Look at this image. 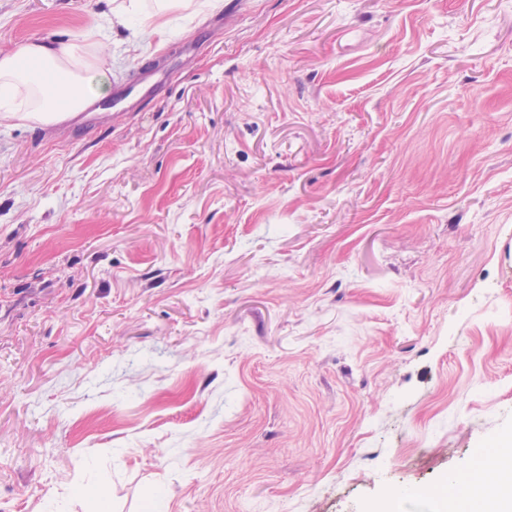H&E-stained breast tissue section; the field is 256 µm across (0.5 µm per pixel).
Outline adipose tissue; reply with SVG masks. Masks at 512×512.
Listing matches in <instances>:
<instances>
[{"instance_id":"1","label":"adipose tissue","mask_w":512,"mask_h":512,"mask_svg":"<svg viewBox=\"0 0 512 512\" xmlns=\"http://www.w3.org/2000/svg\"><path fill=\"white\" fill-rule=\"evenodd\" d=\"M191 5L192 0H114L91 27L103 36L116 25L135 32L149 24L165 36L169 29L160 15ZM111 71L104 53L90 51L82 39L23 43L0 55V116L28 112L43 122L62 120L105 96ZM472 484L465 500L444 499L438 512H512V440L485 458Z\"/></svg>"}]
</instances>
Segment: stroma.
<instances>
[{
	"instance_id": "1",
	"label": "stroma",
	"mask_w": 512,
	"mask_h": 512,
	"mask_svg": "<svg viewBox=\"0 0 512 512\" xmlns=\"http://www.w3.org/2000/svg\"><path fill=\"white\" fill-rule=\"evenodd\" d=\"M106 0H0V52ZM0 118V512H431L512 435V0H219Z\"/></svg>"
}]
</instances>
